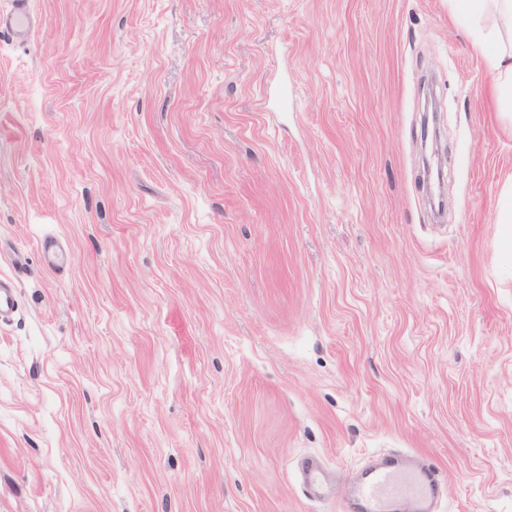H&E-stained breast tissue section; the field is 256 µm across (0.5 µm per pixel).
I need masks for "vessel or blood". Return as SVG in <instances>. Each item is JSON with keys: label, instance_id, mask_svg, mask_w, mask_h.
<instances>
[{"label": "vessel or blood", "instance_id": "vessel-or-blood-1", "mask_svg": "<svg viewBox=\"0 0 512 512\" xmlns=\"http://www.w3.org/2000/svg\"><path fill=\"white\" fill-rule=\"evenodd\" d=\"M0 31L19 41H28L34 31L24 0H18L14 10L0 15ZM301 477L313 498H325L329 489L323 468L315 463L302 464ZM439 479L431 464L410 468L381 460L367 469L351 488V498L360 512H391L395 502L406 500L417 512H428L427 506L437 496Z\"/></svg>", "mask_w": 512, "mask_h": 512}]
</instances>
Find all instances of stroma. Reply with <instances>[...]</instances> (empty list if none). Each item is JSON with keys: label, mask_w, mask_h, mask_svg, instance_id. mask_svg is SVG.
I'll return each instance as SVG.
<instances>
[{"label": "stroma", "mask_w": 512, "mask_h": 512, "mask_svg": "<svg viewBox=\"0 0 512 512\" xmlns=\"http://www.w3.org/2000/svg\"><path fill=\"white\" fill-rule=\"evenodd\" d=\"M28 7L30 43L0 34V512H345L388 450L436 468L437 512H512V122L449 0ZM500 224V248L504 255L512 256V185L505 188L497 207ZM300 473L305 487L313 498L322 499L328 495L329 489L324 479V470L320 465L304 463Z\"/></svg>", "instance_id": "35a3bbf8"}]
</instances>
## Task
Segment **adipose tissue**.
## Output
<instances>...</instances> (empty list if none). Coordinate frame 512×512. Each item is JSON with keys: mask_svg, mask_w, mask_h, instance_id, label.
<instances>
[{"mask_svg": "<svg viewBox=\"0 0 512 512\" xmlns=\"http://www.w3.org/2000/svg\"><path fill=\"white\" fill-rule=\"evenodd\" d=\"M466 23L473 48L492 78L494 96L512 112V0H451Z\"/></svg>", "mask_w": 512, "mask_h": 512, "instance_id": "ef3b65f1", "label": "adipose tissue"}]
</instances>
